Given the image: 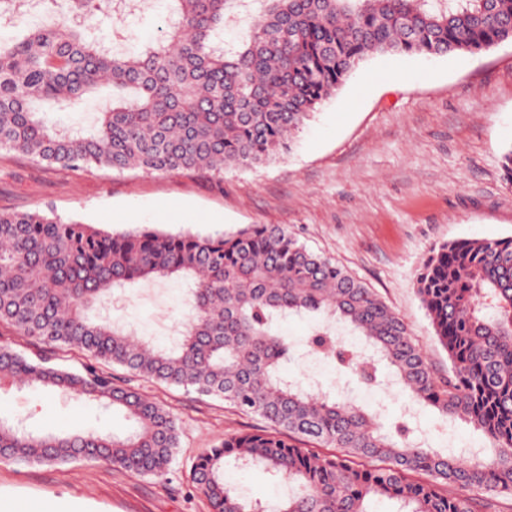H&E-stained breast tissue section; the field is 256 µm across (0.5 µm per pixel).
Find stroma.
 Segmentation results:
<instances>
[{"label": "stroma", "instance_id": "obj_1", "mask_svg": "<svg viewBox=\"0 0 512 512\" xmlns=\"http://www.w3.org/2000/svg\"><path fill=\"white\" fill-rule=\"evenodd\" d=\"M166 0H142L123 16L125 51L137 52L165 28ZM110 87L80 107L47 106L55 125L92 129ZM512 149V43L477 54L434 58L378 55L363 63L297 133L288 153L224 175L92 172L38 164L0 150V212L42 210L120 232L135 225L161 231L233 233L282 224L316 253L336 261L376 291L405 320L438 374L448 354L416 291V274L433 246L463 239L512 238V182L502 167ZM179 279L139 282L115 294L106 310L136 335L170 345L186 310ZM286 371L312 373L323 386L344 385L355 400L383 402L379 425L402 414L393 386H364L336 364L291 356ZM133 386L177 418L179 448L169 481L109 463L75 466L0 462V497L83 503L85 512H211L189 481L192 461L224 436L264 427L255 414L223 400L140 378ZM0 418L28 431L127 432L124 413L101 402L18 383L0 389ZM433 446L485 443L480 430L421 410ZM225 481L242 497L280 504L288 483L260 468L227 462Z\"/></svg>", "mask_w": 512, "mask_h": 512}]
</instances>
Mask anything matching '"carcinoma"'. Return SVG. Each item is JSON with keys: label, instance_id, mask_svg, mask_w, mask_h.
Segmentation results:
<instances>
[{"label": "carcinoma", "instance_id": "cac0c4a2", "mask_svg": "<svg viewBox=\"0 0 512 512\" xmlns=\"http://www.w3.org/2000/svg\"><path fill=\"white\" fill-rule=\"evenodd\" d=\"M20 2L0 0V149L86 171L221 175L267 164L374 55L476 54L512 42V0H170L162 39L128 54L88 38L94 22L121 15L116 0H40L60 6L57 17L6 36ZM253 7L239 42L222 40L225 21ZM104 83L112 98L93 133L46 119L43 104L77 105ZM170 278L192 296L177 346L137 340L119 321L89 315L133 283ZM416 284L448 353L441 380L397 312L278 224L231 235L112 233L40 211L0 212V328L30 350L1 345L0 373L112 405L133 423L124 435L33 433L0 419V461H108L142 477L171 474L177 420L118 384L121 369L267 422L192 463L189 480L213 512H264L224 481L228 457L293 483L276 512H368L372 497L397 501L399 512H477V499L447 487L512 495V239L440 244ZM291 315L320 318L308 345L337 366L374 383L377 361L386 363L409 402L469 422L491 455L460 460L396 437L353 402L286 380L291 344L273 324ZM340 325L379 359L339 339ZM68 353L82 356L79 368L59 366ZM308 442L336 452L315 454Z\"/></svg>", "mask_w": 512, "mask_h": 512}]
</instances>
